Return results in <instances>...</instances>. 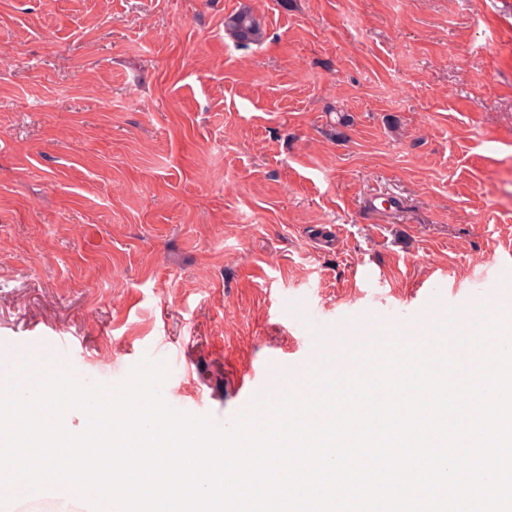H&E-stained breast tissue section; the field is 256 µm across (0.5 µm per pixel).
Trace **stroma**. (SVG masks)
Returning <instances> with one entry per match:
<instances>
[{"label":"stroma","mask_w":512,"mask_h":512,"mask_svg":"<svg viewBox=\"0 0 512 512\" xmlns=\"http://www.w3.org/2000/svg\"><path fill=\"white\" fill-rule=\"evenodd\" d=\"M1 58L0 336L83 383L229 425L312 328L512 308V0H0ZM225 29L240 45L248 46L260 38V25L254 15L243 9L227 18ZM25 345L36 346L40 348L43 354L54 359L57 367H68L73 371L69 362L68 351L69 346L62 338H45L38 337L25 342ZM271 380V373L268 364L251 367L242 373L239 378L238 390L244 401L243 411L251 407L252 398L255 394L264 397L266 389Z\"/></svg>","instance_id":"obj_1"}]
</instances>
